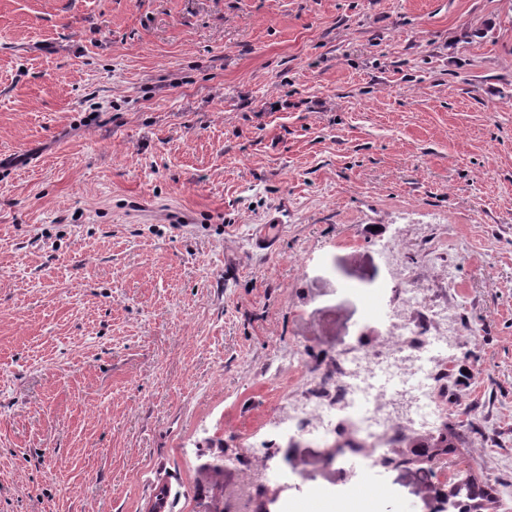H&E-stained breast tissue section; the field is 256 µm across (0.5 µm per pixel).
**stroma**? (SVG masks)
<instances>
[{"mask_svg":"<svg viewBox=\"0 0 512 512\" xmlns=\"http://www.w3.org/2000/svg\"><path fill=\"white\" fill-rule=\"evenodd\" d=\"M389 239L512 512V0H0V512H251L237 457L387 342ZM300 442L282 512L439 506ZM376 493L367 488L355 490L350 498L343 502L344 512H371Z\"/></svg>","mask_w":512,"mask_h":512,"instance_id":"35a3bbf8","label":"stroma"}]
</instances>
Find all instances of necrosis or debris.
I'll return each instance as SVG.
<instances>
[{
  "instance_id": "obj_1",
  "label": "necrosis or debris",
  "mask_w": 512,
  "mask_h": 512,
  "mask_svg": "<svg viewBox=\"0 0 512 512\" xmlns=\"http://www.w3.org/2000/svg\"><path fill=\"white\" fill-rule=\"evenodd\" d=\"M384 259L398 294L386 314L390 342L351 346L321 366L303 400L273 422L271 434L317 433L328 448L359 441L377 462L389 454L395 431L434 426L442 387L437 363L448 355L447 325L456 314L428 302L396 245L385 246Z\"/></svg>"
}]
</instances>
